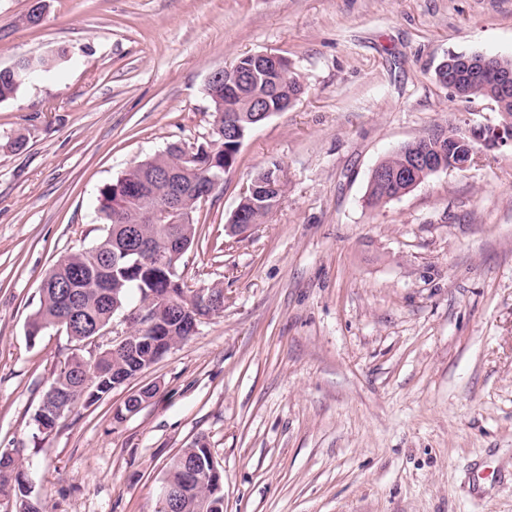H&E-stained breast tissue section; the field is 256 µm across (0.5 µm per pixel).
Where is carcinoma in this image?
I'll list each match as a JSON object with an SVG mask.
<instances>
[{
	"label": "carcinoma",
	"instance_id": "cac0c4a2",
	"mask_svg": "<svg viewBox=\"0 0 512 512\" xmlns=\"http://www.w3.org/2000/svg\"><path fill=\"white\" fill-rule=\"evenodd\" d=\"M464 87V99H488L495 103L497 109L512 113V94H500L498 85L492 78L476 77L468 73L460 74ZM257 81L266 96L261 108L268 112H282L302 94V85L297 77L288 74L285 78L277 76L266 79L258 76ZM21 85L14 82L13 75L0 71V100L14 97ZM252 90H241V93L222 95L224 103L211 102L213 116L220 117V122L228 120L238 122L244 134H249L256 123L252 121L257 104L252 102ZM445 128L439 126L418 140L405 145L379 162V166L391 172L406 170V163L411 155L427 152L435 157L442 156L448 161V152L455 145L448 143L444 135ZM213 141L219 143L215 154V164L227 169L232 168L238 159L240 148L238 142L224 139L221 133L213 132ZM180 148L172 144L164 150L142 160L128 168L115 182L103 187L98 198L99 218L106 224V234L91 247L69 252L63 255L51 268L52 278L56 284H41L40 305L28 323V328L67 329L63 319L69 310H74L71 318L77 336L73 340L84 343L97 334L96 328H105L112 321V305L123 306L154 303L155 299L165 292L168 280L181 282L179 291L180 302L184 306H198L204 296L188 288L181 281L182 271L170 275L168 271L157 268L140 267L128 261L119 263L115 268L102 270L98 263L110 261L115 253L128 246V231L137 229L147 235L160 248L173 236L189 233L187 241L194 244L198 235V224H152L147 221L151 209L160 205L168 193L169 185L161 181H153L152 173L179 158ZM208 161L207 154H197L194 162L183 167L180 178L185 182L199 180L204 177L201 168ZM406 188V183L396 180L368 182L365 192V203L375 208L396 198L399 191ZM107 279L111 287L99 288L97 282ZM133 330L146 338L166 336L174 344L188 340L193 333L186 328L179 314H166L162 324L155 327L142 328L133 325ZM102 357L98 366L112 369V364H122L134 371L152 360L150 349L131 356L121 351L100 350ZM93 361L78 353L73 354L64 366L54 374L45 394L56 393L69 402L72 408L86 401V375L92 370ZM211 450L207 445L195 441L190 447L182 449L179 457L170 463L164 481L167 485L178 489L181 497L180 508L184 512H200L204 509L209 489L198 482L191 483L188 477L198 473L210 464ZM24 469L23 462L16 457L7 465L0 461V499L9 498L13 501V512H46L44 505L31 495L30 487L20 476Z\"/></svg>",
	"mask_w": 512,
	"mask_h": 512
}]
</instances>
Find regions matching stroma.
Segmentation results:
<instances>
[{
  "label": "stroma",
  "mask_w": 512,
  "mask_h": 512,
  "mask_svg": "<svg viewBox=\"0 0 512 512\" xmlns=\"http://www.w3.org/2000/svg\"><path fill=\"white\" fill-rule=\"evenodd\" d=\"M44 4L31 27L30 0H0V68L67 52L0 102V448L22 449L47 512H158L171 460L199 438L226 512H512V149L364 203L390 152L438 125L499 123L435 70L451 52L512 58V0ZM257 52L286 57L303 92L199 204L184 281L223 286V313L35 434L74 350L55 329L27 338L43 277L100 238L105 185L210 140L208 76ZM274 164L278 206L228 235L242 188Z\"/></svg>",
  "instance_id": "obj_1"
}]
</instances>
